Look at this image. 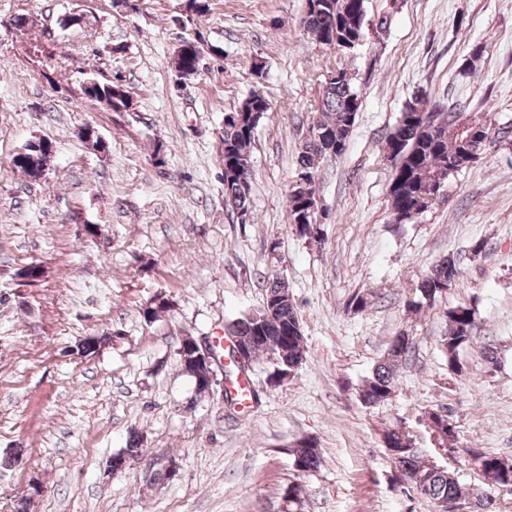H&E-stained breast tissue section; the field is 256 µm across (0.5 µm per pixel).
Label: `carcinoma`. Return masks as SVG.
<instances>
[{"label":"carcinoma","mask_w":512,"mask_h":512,"mask_svg":"<svg viewBox=\"0 0 512 512\" xmlns=\"http://www.w3.org/2000/svg\"><path fill=\"white\" fill-rule=\"evenodd\" d=\"M303 23L316 40L330 48L349 43H363L366 34L365 0H306ZM197 50L179 53L175 69L182 75L196 72ZM95 97L112 101V111L126 112L131 107V95L124 87L112 83H98ZM428 96L418 91L408 99L394 130L385 137L386 147H397L394 177L389 198L392 214L426 212L448 182V162L471 155L479 156L492 140L491 124L487 120L456 107H440L438 112L427 109ZM361 96L353 74L345 67L332 71L326 79L318 103L312 131L299 148L296 182L288 195V220L302 236H311L317 223L316 176L321 160L327 156H342L349 141ZM271 110L268 101L257 94L248 97L235 111L224 115V201L241 223L251 216V168L255 129L264 115ZM456 125V133H448V123ZM13 168L22 171L31 180L45 176L49 164L48 153L39 145L30 143L11 159ZM459 260L449 256L437 265L417 286L420 300L411 305L422 308L423 302H432L447 292L459 279ZM448 334L440 338V345L448 354V368L456 369L459 348L470 342L475 326L472 309L458 306L447 311ZM228 332L249 344L255 355L263 353L258 336H273L286 352L288 364L278 363L284 370L301 364L302 335L298 313L292 302L288 283L274 275L266 283L262 305L244 318L229 325ZM111 344L103 333L86 336L82 340L84 354L94 356ZM414 342L397 335L388 344L386 355L367 379L361 397L373 406L388 400L393 392L399 366L412 352ZM388 444L399 469L397 479L417 493L428 498L435 507L463 499L458 477L420 460L418 451L400 445L396 430L386 431ZM295 464L303 470L315 469L320 464V452L309 441L294 450ZM472 461L485 478L500 486L512 485V461L496 455L472 452Z\"/></svg>","instance_id":"carcinoma-1"}]
</instances>
